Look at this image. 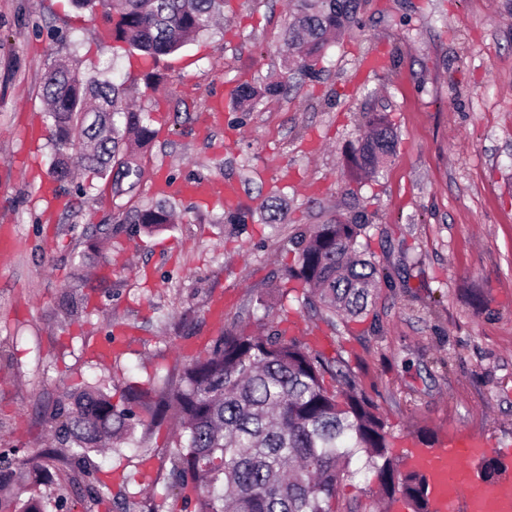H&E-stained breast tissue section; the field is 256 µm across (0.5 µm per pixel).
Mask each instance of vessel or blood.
Wrapping results in <instances>:
<instances>
[{
	"mask_svg": "<svg viewBox=\"0 0 512 512\" xmlns=\"http://www.w3.org/2000/svg\"><path fill=\"white\" fill-rule=\"evenodd\" d=\"M178 193L197 201L223 199L234 205L239 192L235 184L223 191L208 183L178 186ZM494 445L480 434L444 432L436 445L408 440L402 454L405 468L424 473L429 481L430 512H512V475L487 483L477 478L468 465L495 454Z\"/></svg>",
	"mask_w": 512,
	"mask_h": 512,
	"instance_id": "vessel-or-blood-1",
	"label": "vessel or blood"
}]
</instances>
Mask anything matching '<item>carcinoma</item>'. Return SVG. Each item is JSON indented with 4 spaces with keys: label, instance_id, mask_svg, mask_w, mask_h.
<instances>
[{
    "label": "carcinoma",
    "instance_id": "carcinoma-1",
    "mask_svg": "<svg viewBox=\"0 0 512 512\" xmlns=\"http://www.w3.org/2000/svg\"><path fill=\"white\" fill-rule=\"evenodd\" d=\"M80 8H104L112 38L158 61L211 29L224 0H73ZM357 0H293L288 24L286 63L301 75L315 67L331 34L354 18ZM50 102L45 117L51 134V175L70 178L69 151L82 150L84 166L100 178L120 182L134 172L130 160L115 162L121 147L148 144L153 131L145 114L126 101V89L110 79H86L68 65L46 75ZM287 91L282 83L259 90L242 84L239 103ZM366 132L350 148L352 175L374 177L395 151L397 136L386 115L365 120ZM122 224L150 231L170 223L167 205L128 213ZM364 215L317 224L289 243L297 262L285 273L303 285L305 306L336 319L367 311L377 282L389 278L359 251ZM70 318L82 314L76 290L61 298ZM337 381L339 390L325 385ZM132 399L146 407L150 420L168 419L176 427L169 454L170 489H191L194 512H336L341 482L352 476L354 456L364 453L373 473L376 497L389 504L401 497L410 512H430L427 477L403 471L390 455L391 434L370 398L340 360H330L279 330L252 335L236 328L218 337L205 356L187 364L178 378ZM58 438L69 451L34 455L19 468L0 458V512H51L58 504L38 489L30 476L79 468L96 471L93 456L106 445L132 441L135 417L112 404L95 388L72 396V407L59 414Z\"/></svg>",
    "mask_w": 512,
    "mask_h": 512
}]
</instances>
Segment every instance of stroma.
I'll use <instances>...</instances> for the list:
<instances>
[{
    "label": "stroma",
    "instance_id": "obj_1",
    "mask_svg": "<svg viewBox=\"0 0 512 512\" xmlns=\"http://www.w3.org/2000/svg\"><path fill=\"white\" fill-rule=\"evenodd\" d=\"M288 0H224L210 31L159 62L126 43L100 39L102 14L71 0H0V226L14 250L0 256V452L23 459L58 450L51 412L86 386L106 388L118 408L129 393L161 386L204 354L224 329L262 323L343 361L392 435L391 455L418 430L479 433L512 449V0H359L356 20L327 50L319 77L248 112L224 89L288 79L283 67ZM385 49L388 65L361 74ZM87 77L124 81L148 116L152 142L135 151L136 185L76 165L65 207L48 210L41 187L51 147L24 133L44 121V81L56 61ZM222 100L224 123L199 126ZM369 112L387 115L398 142L373 181L347 161ZM171 182H232L236 209L161 197ZM174 219L148 232L125 214L158 200ZM274 201L284 219L262 221ZM363 213L361 249L398 272L379 285L368 314L329 325L280 294L297 254L298 230ZM113 225L95 242L92 226ZM79 288L82 318L64 317L62 294ZM272 289L271 307L252 298ZM223 303L222 319L211 310ZM125 329L111 361L91 359L89 342ZM174 426H138L151 464L129 444L97 456L110 478L104 500L59 475L44 491L61 512H116L149 505L165 483Z\"/></svg>",
    "mask_w": 512,
    "mask_h": 512
}]
</instances>
